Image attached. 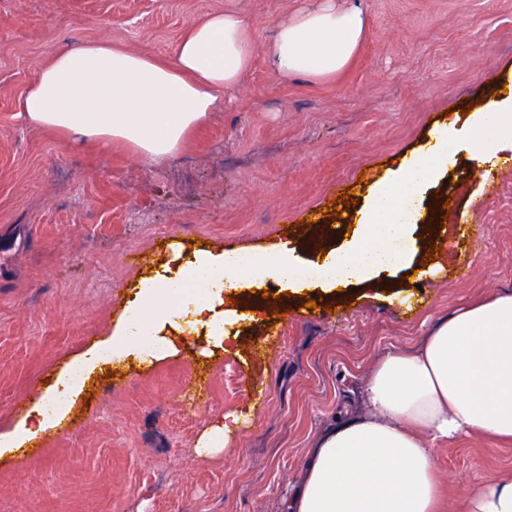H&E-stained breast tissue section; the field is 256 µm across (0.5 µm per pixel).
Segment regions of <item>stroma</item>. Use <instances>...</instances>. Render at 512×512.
<instances>
[{
  "label": "stroma",
  "instance_id": "stroma-1",
  "mask_svg": "<svg viewBox=\"0 0 512 512\" xmlns=\"http://www.w3.org/2000/svg\"><path fill=\"white\" fill-rule=\"evenodd\" d=\"M316 2L0 0L1 436L25 418L29 390L44 394L109 336L172 241L248 255L287 240L308 261L321 224L343 247L356 209L327 216L332 198L364 197L445 114L512 90V0H336L366 16L352 64L327 82L283 77L266 59L276 23ZM224 10L250 19L253 66L173 162L68 146L19 117L39 65L73 41L171 59L187 26ZM489 70L495 82H483ZM423 214L416 249L437 245L434 275L309 297L270 281L242 290L237 303L256 318L226 352L203 355L201 340L150 366L85 375L56 425L0 453V512H283L316 435L339 409H362L375 356L512 289L511 158L490 167L460 153ZM228 415L238 430L199 455ZM436 465L444 512H461L469 484L512 477V444L462 436L437 447Z\"/></svg>",
  "mask_w": 512,
  "mask_h": 512
}]
</instances>
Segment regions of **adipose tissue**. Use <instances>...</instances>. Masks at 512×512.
Listing matches in <instances>:
<instances>
[{
	"instance_id": "ef3b65f1",
	"label": "adipose tissue",
	"mask_w": 512,
	"mask_h": 512,
	"mask_svg": "<svg viewBox=\"0 0 512 512\" xmlns=\"http://www.w3.org/2000/svg\"><path fill=\"white\" fill-rule=\"evenodd\" d=\"M361 9L333 0L281 19L268 49L282 76L332 80L365 38ZM250 21L228 10L182 33L174 59L108 41H79L52 55L19 101L18 114L61 142L108 153L120 150L152 165L179 156L253 62ZM468 152L479 164L512 152V93L452 119L420 154L406 157L369 191L347 250H329L314 279L299 276L288 242L273 245L269 264L242 265L224 248L186 251L142 278L110 337L76 359L92 370L103 361L143 365L179 353L186 335L220 350L248 314L227 305L233 293L271 280L293 292L332 290L411 268L409 225L449 160ZM205 292L189 290L191 279ZM367 412L338 413L310 450L304 476L285 512H440L435 453L462 435L512 443V291L476 298L429 331L422 344L388 351L372 364L364 388ZM463 512H512V478L466 487Z\"/></svg>"
}]
</instances>
